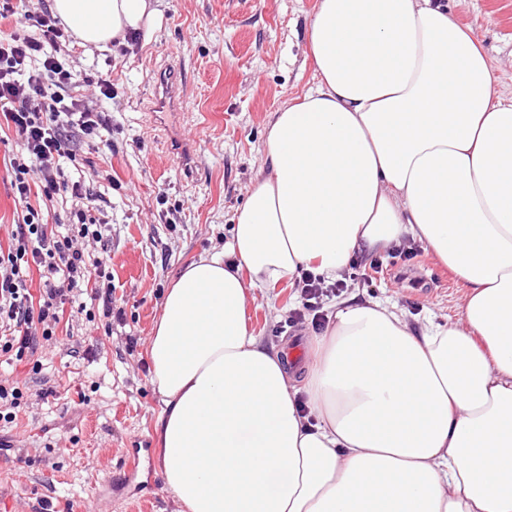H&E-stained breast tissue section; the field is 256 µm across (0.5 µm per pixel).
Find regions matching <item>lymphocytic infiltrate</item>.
Masks as SVG:
<instances>
[{"instance_id":"1","label":"lymphocytic infiltrate","mask_w":512,"mask_h":512,"mask_svg":"<svg viewBox=\"0 0 512 512\" xmlns=\"http://www.w3.org/2000/svg\"><path fill=\"white\" fill-rule=\"evenodd\" d=\"M36 35L12 32L0 37V116L11 126L18 150L10 162L14 195L52 200L60 192L87 199L81 181L72 178L79 162L73 133L111 148L105 138L110 117L103 105L112 98L110 78L73 69L60 19L49 11L27 14ZM92 89L96 100L78 96ZM68 224H51L42 209L29 206L13 225L7 248H0V357L7 364L27 362L40 368L39 350L56 334L66 310H87V299L100 304L99 316H112V275L106 262L88 267L85 248L105 241L107 222L88 223L74 208ZM42 288L32 295L31 271Z\"/></svg>"}]
</instances>
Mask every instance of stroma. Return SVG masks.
Returning <instances> with one entry per match:
<instances>
[{
	"mask_svg": "<svg viewBox=\"0 0 512 512\" xmlns=\"http://www.w3.org/2000/svg\"><path fill=\"white\" fill-rule=\"evenodd\" d=\"M319 0H160L153 24L128 52L77 47L70 64L111 73L112 148L76 142L91 216L111 226L109 252L88 264L112 270V323L70 317L43 352L42 369L0 367L25 386L13 423L0 422V512H177L155 434L160 396L147 349L163 296L199 254L223 247L233 218L264 170L272 112L315 83L308 27ZM483 42L512 98V0H448ZM178 66L177 112L158 111V76ZM11 131L0 130V242L26 204L10 187ZM348 291L394 305L415 326L458 321L465 290L422 247L361 253ZM251 324L266 346L298 348L311 324L289 326L301 301L293 284L255 291Z\"/></svg>",
	"mask_w": 512,
	"mask_h": 512,
	"instance_id": "stroma-1",
	"label": "stroma"
}]
</instances>
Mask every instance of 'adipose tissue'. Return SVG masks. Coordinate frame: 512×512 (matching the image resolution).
Masks as SVG:
<instances>
[{
    "label": "adipose tissue",
    "mask_w": 512,
    "mask_h": 512,
    "mask_svg": "<svg viewBox=\"0 0 512 512\" xmlns=\"http://www.w3.org/2000/svg\"><path fill=\"white\" fill-rule=\"evenodd\" d=\"M50 2L98 48L158 14ZM308 41L315 88L273 112L267 172L149 340L164 485L182 512H512V101L444 0H320ZM408 239L464 285L460 321L352 296L291 377L255 290Z\"/></svg>",
    "instance_id": "adipose-tissue-1"
}]
</instances>
